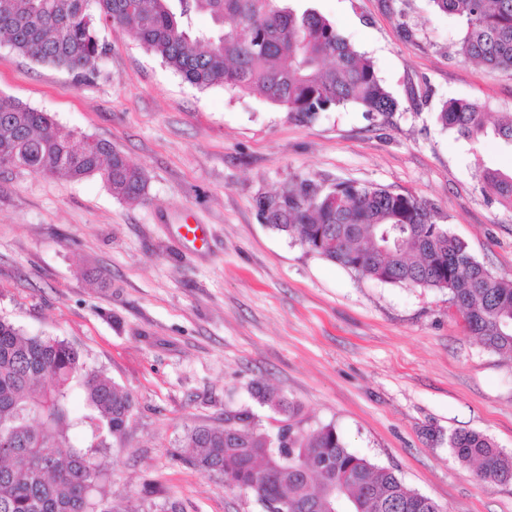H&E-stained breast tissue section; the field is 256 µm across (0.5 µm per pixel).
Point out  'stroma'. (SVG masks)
Here are the masks:
<instances>
[{
    "label": "stroma",
    "instance_id": "35a3bbf8",
    "mask_svg": "<svg viewBox=\"0 0 512 512\" xmlns=\"http://www.w3.org/2000/svg\"><path fill=\"white\" fill-rule=\"evenodd\" d=\"M332 21L397 100L300 120L261 96L197 89L126 29L104 25L105 56L78 78L0 37V95L107 141L146 172L130 204L97 177L0 170V317L78 348L129 391L126 447L107 494L126 512H264L179 457L194 426L248 409L281 417L256 384L332 424L348 447L393 468L445 512H512V484L481 481L445 434L487 435L512 455V356L464 332L448 294L360 278L260 220L256 199L294 178L372 183L431 203L439 223L512 280V207L483 192V168H512L495 136L473 143L437 120L453 99L488 121L512 114V74L458 53L460 26L432 0H292ZM204 225V240L183 223ZM440 431L427 441L424 429Z\"/></svg>",
    "mask_w": 512,
    "mask_h": 512
}]
</instances>
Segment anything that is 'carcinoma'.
<instances>
[{
	"instance_id": "carcinoma-1",
	"label": "carcinoma",
	"mask_w": 512,
	"mask_h": 512,
	"mask_svg": "<svg viewBox=\"0 0 512 512\" xmlns=\"http://www.w3.org/2000/svg\"><path fill=\"white\" fill-rule=\"evenodd\" d=\"M432 2L462 22V58L512 72V0ZM198 14L210 17V31L194 28ZM104 24L125 27L201 90L257 93L303 119L348 104L378 113L397 107L369 58L324 15L288 0H0V35L13 49L78 77L95 73L105 54ZM438 120L470 141L489 129L468 100L445 103ZM0 169L98 176L121 200L146 197L144 169L123 152L2 95ZM479 181L492 199L512 204V173L487 168ZM256 205L272 229L362 278L447 292L467 333L512 354V283L475 260L427 202L378 184L325 187L298 178ZM253 397L283 417L288 440L243 409L222 428L189 430L185 461L269 508L286 499L293 512L322 505L324 512H444L392 470L351 451L336 427L300 428L285 394L259 386ZM134 406L131 393L88 367L65 340L29 336L0 318V512H114L106 501L112 473L100 459L125 447ZM448 447L479 478L512 483V456L486 435L455 431Z\"/></svg>"
}]
</instances>
